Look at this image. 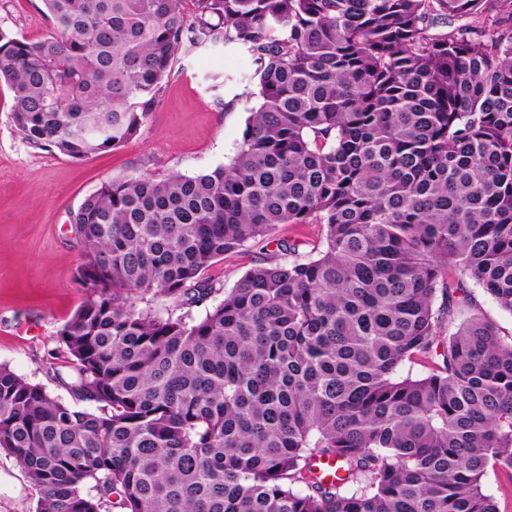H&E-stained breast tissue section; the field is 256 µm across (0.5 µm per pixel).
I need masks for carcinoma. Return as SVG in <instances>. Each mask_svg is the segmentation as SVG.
<instances>
[{
  "mask_svg": "<svg viewBox=\"0 0 512 512\" xmlns=\"http://www.w3.org/2000/svg\"><path fill=\"white\" fill-rule=\"evenodd\" d=\"M42 2L45 37L0 30L33 146L124 144L205 46L247 50L260 105L229 164L116 178L74 214L85 296L55 375L75 402L0 365V455L35 512H498L512 337L456 293L512 315V14L433 33L482 0ZM308 223L317 256L283 248L200 319L137 308L203 302L217 259ZM465 295L476 309L497 324L502 336H512V315L500 310L496 303L469 279L464 282L463 291L456 294L459 298ZM483 490L495 499L500 512H512V485L492 463L486 468Z\"/></svg>",
  "mask_w": 512,
  "mask_h": 512,
  "instance_id": "obj_1",
  "label": "carcinoma"
}]
</instances>
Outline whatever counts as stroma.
Instances as JSON below:
<instances>
[{
	"mask_svg": "<svg viewBox=\"0 0 512 512\" xmlns=\"http://www.w3.org/2000/svg\"><path fill=\"white\" fill-rule=\"evenodd\" d=\"M0 29L32 41L51 29L42 0H0ZM252 65L243 48L227 45L178 55L174 75L127 143L84 160L29 145L11 120L12 92L0 81V364L70 401L49 372L57 331L83 300L76 281L79 245L72 214L89 194L115 178L180 173L194 176L230 162L254 107ZM322 224H282L272 239L226 253L206 272L207 301L173 316H204L251 267L281 256H316ZM37 495L24 473L0 457V512H35Z\"/></svg>",
	"mask_w": 512,
	"mask_h": 512,
	"instance_id": "1",
	"label": "stroma"
}]
</instances>
